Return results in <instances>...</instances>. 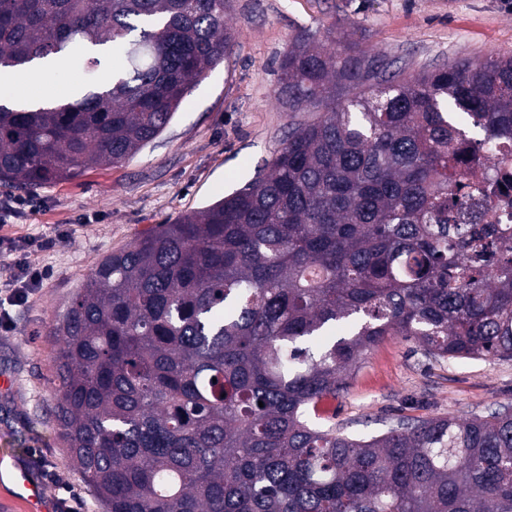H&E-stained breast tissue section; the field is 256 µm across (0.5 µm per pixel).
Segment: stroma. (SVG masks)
Listing matches in <instances>:
<instances>
[{
	"label": "stroma",
	"instance_id": "stroma-1",
	"mask_svg": "<svg viewBox=\"0 0 512 512\" xmlns=\"http://www.w3.org/2000/svg\"><path fill=\"white\" fill-rule=\"evenodd\" d=\"M226 19L236 34L232 54L159 138L125 164L30 190L31 210L0 227V236L57 240L34 255L46 271L41 289L11 308L13 329L0 332V379L9 381L0 387V467L24 468L42 485V512H56L61 496L44 468L65 461L52 415L53 320L104 256L243 187L271 160L289 122L316 117L317 106L292 113L274 96L279 62L299 32L318 42L350 36L409 73L512 52V0H228ZM501 404L512 405V361H435L389 336L363 355L343 391L322 401L319 415L363 438L400 417L484 416Z\"/></svg>",
	"mask_w": 512,
	"mask_h": 512
}]
</instances>
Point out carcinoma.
<instances>
[{
	"label": "carcinoma",
	"instance_id": "cac0c4a2",
	"mask_svg": "<svg viewBox=\"0 0 512 512\" xmlns=\"http://www.w3.org/2000/svg\"><path fill=\"white\" fill-rule=\"evenodd\" d=\"M226 5L0 0V74L79 48L85 79L0 104V182L132 159L232 53ZM276 94L322 114L246 187L105 256L55 318L65 465L104 512H512L509 407L370 439L311 421L388 336L512 360V54L407 76L300 34Z\"/></svg>",
	"mask_w": 512,
	"mask_h": 512
}]
</instances>
